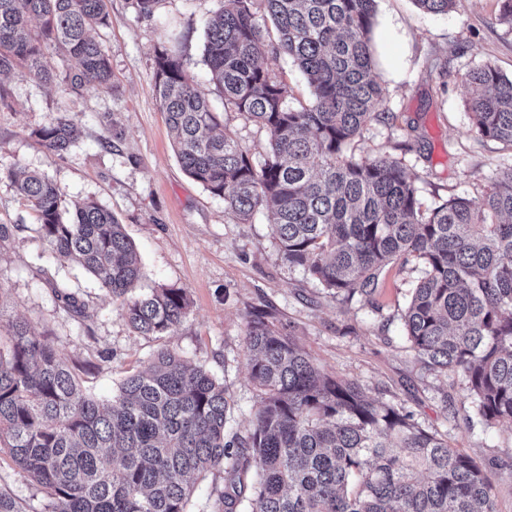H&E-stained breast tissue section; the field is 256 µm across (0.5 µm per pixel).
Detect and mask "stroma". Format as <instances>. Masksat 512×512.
<instances>
[{"label": "stroma", "mask_w": 512, "mask_h": 512, "mask_svg": "<svg viewBox=\"0 0 512 512\" xmlns=\"http://www.w3.org/2000/svg\"><path fill=\"white\" fill-rule=\"evenodd\" d=\"M110 24L96 31L112 66L106 89L73 90L35 76L0 75V167L18 165L47 175L66 209L94 200L123 224L141 258L139 296L166 285L186 289L191 311L171 333L143 336L128 325L120 301L92 275L52 255L35 218L9 179L0 180V337L13 322L27 323L75 369L84 388L101 399L121 379L170 350L223 381L232 398L231 424L249 427L259 391L249 375L244 334L265 313L285 326L327 374L359 384L380 402L400 401L423 427L447 434L450 447L487 463L498 512H512V472L489 466L512 455V423L487 429L464 419L468 401L454 376L424 373L408 349L401 315L421 275L413 257L385 269L375 304L340 301L283 260L265 211L242 220L183 171L154 93L155 50L173 36L186 70L218 112L221 131L254 161L268 148L264 128L225 106L205 63V24L223 0H158L153 17L136 14L131 0H107ZM375 74L385 90L386 119L369 122L351 143L355 157L388 154L402 161L424 207L487 189L512 146L477 139L460 76L486 63L512 78V26L498 18L496 0H465L459 11L431 15L413 0H377L373 30ZM260 64L287 88L296 107L311 99L307 82L285 55L266 52ZM66 115L81 135L57 153L35 129ZM74 293L89 314L80 321L59 307L55 288ZM452 406H445L444 395ZM224 471L200 476L188 512H224ZM22 512H41L45 497L0 449V493Z\"/></svg>", "instance_id": "obj_1"}]
</instances>
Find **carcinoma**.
Wrapping results in <instances>:
<instances>
[{
    "mask_svg": "<svg viewBox=\"0 0 512 512\" xmlns=\"http://www.w3.org/2000/svg\"><path fill=\"white\" fill-rule=\"evenodd\" d=\"M262 2L274 24L256 19ZM431 14L462 0H414ZM376 0H224L205 29V59L225 105L266 129L254 162L227 135L176 50L156 49L154 91L185 173L244 219L262 208L288 266L333 297L374 304L399 255L422 265L403 315L408 349L429 373L462 378L468 424L512 422V164L477 198L424 209L401 162L354 159L345 149L381 115L374 75ZM39 26L32 28L29 20ZM105 0H0V74L70 88L108 87ZM61 52L59 62L48 49ZM293 60L311 100L286 105L285 86L260 66L268 49ZM473 130L512 146V79L484 64L462 75ZM64 115L33 131L62 152L80 137ZM26 200L52 254L70 259L123 299L130 327L168 334L190 312L183 288L127 297L140 258L112 212L87 201L62 206L51 180L0 170ZM249 372L260 391L251 426L229 427L231 397L202 366L162 350L108 400L24 322L0 345V448L47 497L44 512H188L190 480L224 470L227 512H497L483 467L419 426L399 403H378L325 373L292 336L257 315L247 324Z\"/></svg>",
    "mask_w": 512,
    "mask_h": 512,
    "instance_id": "1",
    "label": "carcinoma"
}]
</instances>
